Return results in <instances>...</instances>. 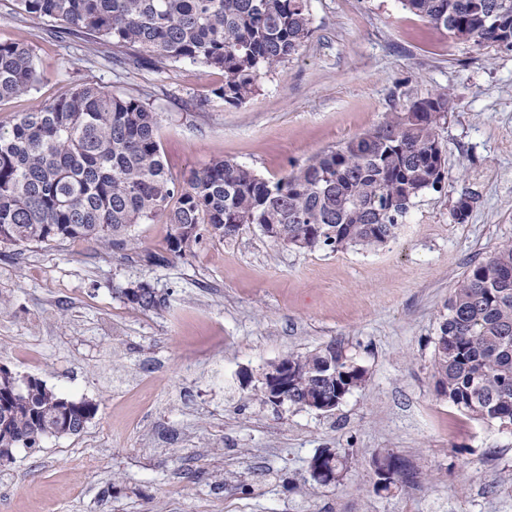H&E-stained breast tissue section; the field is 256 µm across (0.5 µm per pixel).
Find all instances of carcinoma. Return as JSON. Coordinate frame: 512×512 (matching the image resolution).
Here are the masks:
<instances>
[{
    "label": "carcinoma",
    "mask_w": 512,
    "mask_h": 512,
    "mask_svg": "<svg viewBox=\"0 0 512 512\" xmlns=\"http://www.w3.org/2000/svg\"><path fill=\"white\" fill-rule=\"evenodd\" d=\"M18 12L85 41L89 55H148L162 69L188 61L224 71L214 94L238 106L262 74L297 54L312 34L308 0H15ZM405 9L459 41L512 45V0H401ZM38 79L31 47L0 42V103ZM450 108L438 92L386 113L373 131L319 153L268 181L253 169L215 159L175 181L156 139L157 113L142 98L83 84L38 112L0 124V244L88 239L103 244L132 226L170 225L169 251L198 241L199 224L221 239L258 224L303 250H374L393 239L412 202L441 188L443 149L436 128ZM160 305L155 291L130 300ZM291 405L366 371L344 348L288 355ZM439 393L469 417L512 425V242L470 266L448 300L434 341ZM38 381L19 394L0 389V448H34L63 435L66 421H90L98 405L70 400Z\"/></svg>",
    "instance_id": "carcinoma-1"
}]
</instances>
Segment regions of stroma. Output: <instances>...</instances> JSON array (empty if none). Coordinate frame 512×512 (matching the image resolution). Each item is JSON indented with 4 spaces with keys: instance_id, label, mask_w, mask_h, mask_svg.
Instances as JSON below:
<instances>
[{
    "instance_id": "1",
    "label": "stroma",
    "mask_w": 512,
    "mask_h": 512,
    "mask_svg": "<svg viewBox=\"0 0 512 512\" xmlns=\"http://www.w3.org/2000/svg\"><path fill=\"white\" fill-rule=\"evenodd\" d=\"M308 3L311 37L231 106L214 94L220 70L90 58L0 0V41L31 46L40 75L0 102V123L85 83L140 95L177 180L215 158L275 180L391 110L452 96L436 129L441 190L372 251H303L255 224L222 240L202 224L179 257L160 221L122 246L0 244V364L98 406L81 433L0 466V512H512V427L460 412L432 369L457 281L512 241V48L452 40L400 0ZM464 194L476 202L459 224ZM140 283L157 309L127 301ZM333 342L366 371L335 410L250 400L268 363ZM324 448L349 455L328 486L308 471ZM386 450L405 477L378 493L372 457Z\"/></svg>"
}]
</instances>
